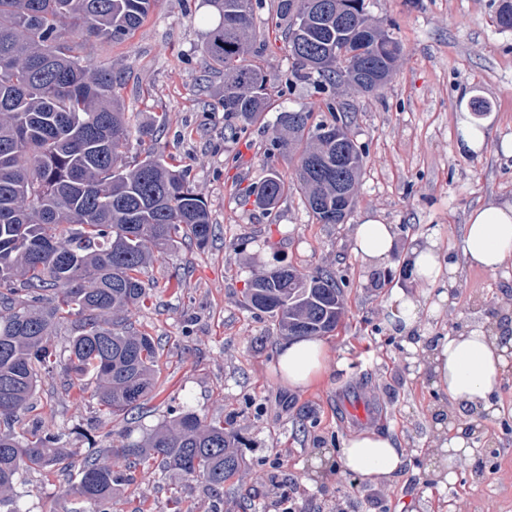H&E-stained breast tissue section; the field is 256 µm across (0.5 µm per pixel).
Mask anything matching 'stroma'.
<instances>
[{
    "instance_id": "obj_1",
    "label": "stroma",
    "mask_w": 512,
    "mask_h": 512,
    "mask_svg": "<svg viewBox=\"0 0 512 512\" xmlns=\"http://www.w3.org/2000/svg\"><path fill=\"white\" fill-rule=\"evenodd\" d=\"M365 2L399 41L397 66L377 93L342 85L323 95L309 81L284 90L292 61L276 25L278 0H261L253 61L272 80L270 106L249 125L224 112V70L202 53L214 20L201 0H159L133 36L95 54L120 74L118 94L133 127L156 128L158 149L190 168L214 234L201 247L179 232L140 274L147 296L130 320L161 344L158 388L144 409L125 418L102 414L90 394L67 389L59 374L42 384L34 413L85 455L92 448L81 430L95 428L114 443L136 440L171 411L191 410L223 419L241 440L244 462L243 479L216 492L138 467L112 512H512V417L477 415L485 438L456 466L454 482L439 485L434 421L448 400L422 370L421 354L407 349L482 324L512 303V267H472L461 251L475 208L512 202V153L502 148L512 142V30L496 25L498 0ZM476 96L491 105L483 115L486 144L466 155L457 149V116ZM328 97L348 111V131L364 151L347 223H318L296 188L273 212L259 208L251 192L271 171L293 175L288 161L270 155L278 113L305 109L319 121L328 116ZM368 218L395 231L393 250L378 266L355 250V228ZM430 236L441 256L459 262L458 286L444 303L442 283L400 274ZM288 264L330 270L344 285L345 316L323 339L327 368L306 387L289 386L279 372L285 337L273 320L241 303L253 275ZM400 291L423 306L405 337L388 314ZM359 400L374 412L368 422L347 410ZM367 432L394 436L405 463L392 477L361 480L347 498L337 459L345 440ZM24 489L27 512L72 508L61 477L31 473Z\"/></svg>"
}]
</instances>
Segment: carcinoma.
Wrapping results in <instances>:
<instances>
[{
    "mask_svg": "<svg viewBox=\"0 0 512 512\" xmlns=\"http://www.w3.org/2000/svg\"><path fill=\"white\" fill-rule=\"evenodd\" d=\"M158 0H0V512H24L21 472L58 473L84 512H112L121 477L153 461L165 472L217 491L241 474L237 438L191 410L140 440L77 457L63 434L26 419L39 378L62 370L68 387H92L108 414L143 408L157 384L159 343L127 321L146 295L139 273L186 230L199 245L212 234L207 202L187 171L148 148L129 169L132 126L118 98L120 77L94 62L87 46L122 43ZM218 17L204 53L224 68V112L246 124L268 107L270 79L249 59L258 39L254 3L203 0ZM293 59L291 76L325 86L360 72H393L400 45L374 22L365 0H279ZM497 25L512 30V0H500ZM330 118L282 111L273 149L296 158L295 178L321 224L352 212L363 153L342 107ZM288 192L277 171L256 189L273 212ZM243 304L267 314L286 336L336 331L344 297L336 277L275 267L255 275ZM75 317L67 355L53 344L56 324Z\"/></svg>",
    "mask_w": 512,
    "mask_h": 512,
    "instance_id": "1",
    "label": "carcinoma"
}]
</instances>
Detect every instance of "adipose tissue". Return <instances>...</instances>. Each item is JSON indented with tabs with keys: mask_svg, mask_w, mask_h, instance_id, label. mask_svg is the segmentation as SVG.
<instances>
[{
	"mask_svg": "<svg viewBox=\"0 0 512 512\" xmlns=\"http://www.w3.org/2000/svg\"><path fill=\"white\" fill-rule=\"evenodd\" d=\"M356 250L374 265L380 264L393 246V227L370 218L358 224ZM463 257L469 264L495 272L512 263V203L493 204L475 209L463 234ZM512 336H501L484 325L457 331L425 350L433 381L452 406L483 411L494 417L502 405L491 402L508 366ZM327 350L322 341L299 339L283 343L278 366L289 385L304 387L319 378ZM404 456L397 441L373 433L350 438L344 445L339 466L343 471L377 480L397 473Z\"/></svg>",
	"mask_w": 512,
	"mask_h": 512,
	"instance_id": "ef3b65f1",
	"label": "adipose tissue"
}]
</instances>
